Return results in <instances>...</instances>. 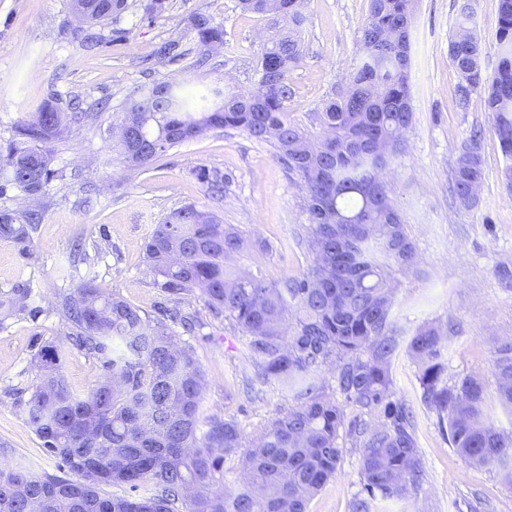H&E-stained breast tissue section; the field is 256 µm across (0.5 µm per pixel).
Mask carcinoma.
<instances>
[{"instance_id":"1","label":"carcinoma","mask_w":512,"mask_h":512,"mask_svg":"<svg viewBox=\"0 0 512 512\" xmlns=\"http://www.w3.org/2000/svg\"><path fill=\"white\" fill-rule=\"evenodd\" d=\"M239 2L287 26L263 48L254 86L238 93L215 88L190 99L174 81L154 82L130 99L124 116L141 142H123L121 149L126 162L136 155L143 167L205 130L240 129L273 143L298 176L308 201L304 239L313 254L299 278L277 284L235 272L227 262L245 247L241 233L193 206L171 212L145 245L155 286L174 298L199 290L209 309L246 337L251 385L275 381L290 404L252 439L230 417L203 416L204 374L172 329L191 332L199 320L177 307L153 318L118 296L78 288L63 297L60 312L72 327L69 343L100 362L102 380L75 397L59 374L61 348H40L41 378L25 413L44 450L67 471L0 463V512H309L347 444L360 451L353 512L405 500L418 491L423 467L412 412L394 390L392 362L402 351L415 361L422 400L453 450L512 488V430L494 419L498 408L512 415V338L496 346L491 397L479 378L448 373V331L422 325L406 335L393 316L396 275L417 265L392 180L384 177L414 124L412 30L403 31L400 48L381 35L404 27L411 0H369L363 52L347 86L317 113V138L290 121L286 107L290 72L303 55L304 0ZM127 9V0H84L80 20L115 25L117 42L125 38L118 24ZM457 11L448 51L460 76L459 103L467 106L472 90L486 88L493 133L510 160L503 180L512 190V0H499L500 54L489 76L470 28V0H459ZM185 35L197 45V69L224 45V28L205 13L188 18ZM64 116L49 99L21 122L20 139L0 157V195L45 193L58 174L52 145ZM483 175L475 135L454 161L458 206L476 204ZM34 221L33 210L1 211L0 239L25 240ZM325 366L334 368L333 385L321 376ZM227 460L236 462L231 482ZM111 486L148 492L113 495L105 491Z\"/></svg>"}]
</instances>
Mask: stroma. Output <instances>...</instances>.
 Instances as JSON below:
<instances>
[{
  "instance_id": "stroma-1",
  "label": "stroma",
  "mask_w": 512,
  "mask_h": 512,
  "mask_svg": "<svg viewBox=\"0 0 512 512\" xmlns=\"http://www.w3.org/2000/svg\"><path fill=\"white\" fill-rule=\"evenodd\" d=\"M143 0H128L116 42L111 27L100 30L92 48L71 14L70 0H0V144L18 138L27 113L49 97L64 112L84 111L53 145L59 176L41 198L16 193L0 197V211L38 210L41 219L23 243L0 240V296L29 286L26 310L0 311V462L39 472H59L23 412L40 376L34 357L46 344L65 348L61 371L73 395H87L102 369L96 359L68 347L69 328L58 312L64 295L90 285L117 294L151 316L169 307L156 288L144 247L157 224L172 211L192 205L242 230L248 246L233 260L241 270H262L276 283L307 272L312 255L302 243L306 193L270 144L240 129L210 130L153 158L128 166L116 145L119 124L137 88L159 80H185L186 92L214 87L252 88L263 45L275 35L270 21L238 8L237 0H167L154 21L143 20ZM472 25L481 38V67L492 74L499 60V0H473ZM202 12L221 24L225 44L209 64L193 70L192 56L159 58L164 41L181 38L188 16ZM368 0H308L304 53L290 76L291 121L319 133L317 114L343 86L360 52ZM458 24L456 0H414L410 85L415 122L406 150L392 166L396 201L417 246L414 272L400 275L393 315L404 333L425 323L453 324L448 371L480 376L496 387L493 351L512 338V283L495 274L512 267V192L502 181L507 160L484 108V91L471 92L460 107L458 74L448 54ZM481 130L484 177L478 203L458 207L452 191L457 152ZM217 176L219 187L199 179ZM202 322L195 333L179 332L192 346L206 388L205 414L234 418L245 433L286 407L278 383L250 389L252 360L241 332L213 316L199 292L176 302ZM397 396L412 407L424 480L417 494L392 512H512V489L495 472L475 470L450 447L437 417L421 401L417 369L407 354L393 361ZM360 489L359 452L346 448L336 474L310 504V512H351Z\"/></svg>"
}]
</instances>
